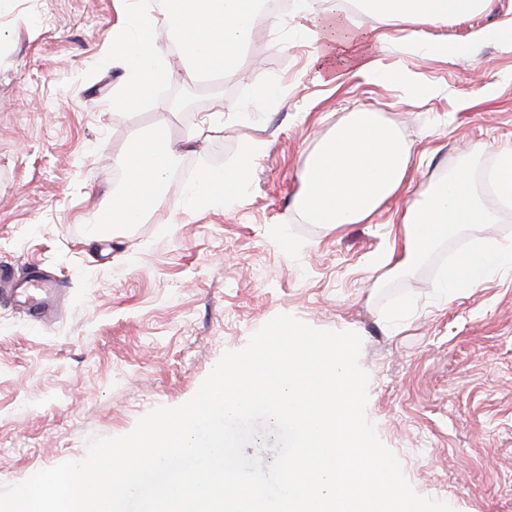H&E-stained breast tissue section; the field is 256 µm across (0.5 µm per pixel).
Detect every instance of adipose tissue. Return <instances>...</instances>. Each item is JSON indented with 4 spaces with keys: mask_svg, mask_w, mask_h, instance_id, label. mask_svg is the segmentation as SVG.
Segmentation results:
<instances>
[{
    "mask_svg": "<svg viewBox=\"0 0 512 512\" xmlns=\"http://www.w3.org/2000/svg\"><path fill=\"white\" fill-rule=\"evenodd\" d=\"M490 0H375L374 13L397 25L433 27L467 17ZM258 0H173L168 16L178 35L180 52L200 73L237 74L244 63L243 49L257 13ZM321 53L351 48L364 53L366 39L357 21L339 8H329L320 20ZM111 54L121 61L128 83L120 100L135 105L152 97L170 78L161 61L162 41L157 19L138 14L133 27L112 31ZM265 148L263 142H245L240 159L221 170L200 175L182 207L192 211L237 202L247 181L251 161ZM181 158L170 139L147 132L129 139L121 162L128 171L125 183L99 209L104 224H140L167 199L172 171ZM410 148L399 133L384 126L377 113L352 112L325 138L300 167V189L295 206L309 224H360L400 193L406 183ZM480 205L471 173L461 166L438 177L406 210L401 267L424 259L442 240L465 224L492 223ZM512 268V247L487 241L461 253L441 277L449 296L483 283L494 272Z\"/></svg>",
    "mask_w": 512,
    "mask_h": 512,
    "instance_id": "adipose-tissue-1",
    "label": "adipose tissue"
}]
</instances>
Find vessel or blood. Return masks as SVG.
<instances>
[{"label": "vessel or blood", "instance_id": "b4317fda", "mask_svg": "<svg viewBox=\"0 0 512 512\" xmlns=\"http://www.w3.org/2000/svg\"><path fill=\"white\" fill-rule=\"evenodd\" d=\"M57 283L48 277L13 266H0V300L9 301L32 321H48L57 309Z\"/></svg>", "mask_w": 512, "mask_h": 512}]
</instances>
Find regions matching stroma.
<instances>
[{
  "mask_svg": "<svg viewBox=\"0 0 512 512\" xmlns=\"http://www.w3.org/2000/svg\"><path fill=\"white\" fill-rule=\"evenodd\" d=\"M324 11L289 17L284 40L256 29L257 67L181 110L172 98L200 79L169 51L171 78L152 99L118 101L127 75L109 55L119 0L0 8V262L41 267L63 287L62 311L46 324L0 301V489L186 402L224 351L288 313L362 337L367 415L417 494L455 512H512V270L452 299L438 286L457 253L491 239L512 244V211L485 200L495 223L463 227L414 267L375 265L399 248L400 215L437 176L464 158L483 175L512 147V49L486 40L468 63L431 48L512 17V0L420 35L367 18L371 64L402 72L398 84L344 54L317 61L312 33ZM217 96L239 118L184 143ZM359 110L378 113L410 145L408 182L371 221L304 223L294 205L301 161ZM157 127L183 146L167 203L144 223L91 234L126 178L127 140ZM248 140L265 151L236 204L184 211L185 189L203 170L236 162ZM283 232L293 254L280 247Z\"/></svg>",
  "mask_w": 512,
  "mask_h": 512,
  "instance_id": "obj_1",
  "label": "stroma"
}]
</instances>
